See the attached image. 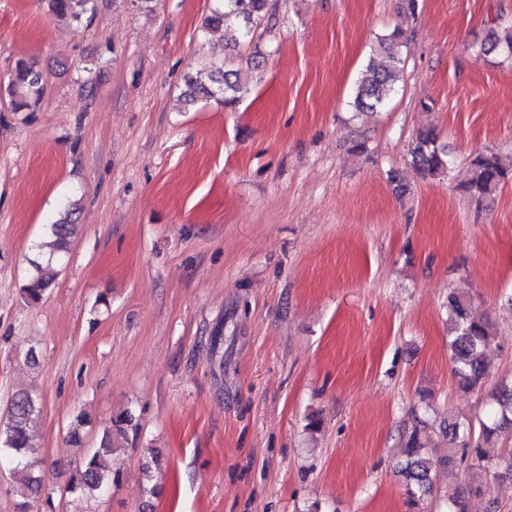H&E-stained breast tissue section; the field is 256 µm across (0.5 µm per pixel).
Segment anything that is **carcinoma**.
I'll return each mask as SVG.
<instances>
[{
    "mask_svg": "<svg viewBox=\"0 0 512 512\" xmlns=\"http://www.w3.org/2000/svg\"><path fill=\"white\" fill-rule=\"evenodd\" d=\"M49 16L64 21L73 28L91 24L96 16L95 0H45ZM214 6L205 18L209 29L224 30V40L231 45L253 41L255 33L266 18L267 0H213ZM402 32L393 31L378 38V49L372 52L365 73L357 82L353 108L360 114L374 113L382 106L386 95L402 80L404 60L400 55ZM485 53L497 52L512 59V27L492 28L481 42ZM219 77L205 85L189 80L181 95L190 104L200 98H222L224 104L234 102L236 84L230 73L218 69ZM45 90L43 71L20 60L16 63L6 88L13 112H32L40 104ZM439 136L433 129L418 134L409 151L410 164L422 179H440L448 172V159ZM512 180V165H504L491 150L473 155L470 175L462 191L478 203L493 199L498 188ZM78 224L76 211L65 210L49 233L53 240L46 244L47 257L31 262L27 284L23 291L30 301H38L54 284L63 253L69 250ZM448 332L451 358L455 365L460 389L470 391L483 386L486 371V351L495 340L493 325L473 314L470 296L462 292L448 293ZM41 397L32 390L17 391L10 400L6 421L0 424V464L12 465L16 475L14 492L20 498L19 512H28L33 498L39 495L44 479L39 474V462L33 461L36 445L33 426L41 413ZM133 417L126 413L110 420L104 428L99 446L80 464L72 475L67 489L86 498L94 497L112 484V436L125 432ZM512 435V383H502L488 394L484 417L477 423L448 424V457L444 465L448 474L456 476L464 467L481 466L493 473L512 476V450L508 456L495 460L486 456L484 447L493 441ZM420 430H414L403 448L406 457L405 477L413 485L409 490L411 503L416 505L431 489L430 466L421 456Z\"/></svg>",
    "mask_w": 512,
    "mask_h": 512,
    "instance_id": "carcinoma-1",
    "label": "carcinoma"
}]
</instances>
